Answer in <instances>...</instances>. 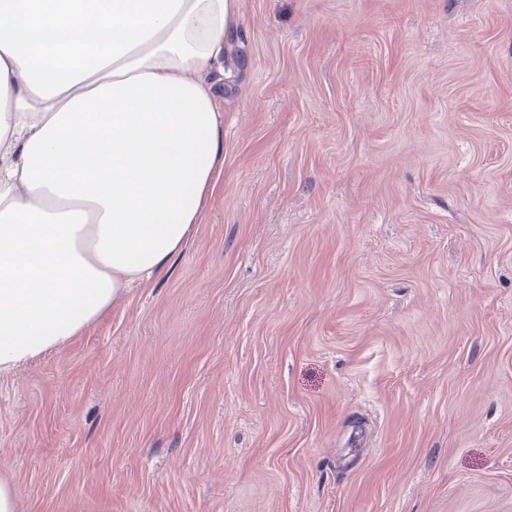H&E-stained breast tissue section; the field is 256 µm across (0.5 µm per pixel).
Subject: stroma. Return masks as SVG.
<instances>
[{"instance_id":"stroma-1","label":"stroma","mask_w":512,"mask_h":512,"mask_svg":"<svg viewBox=\"0 0 512 512\" xmlns=\"http://www.w3.org/2000/svg\"><path fill=\"white\" fill-rule=\"evenodd\" d=\"M224 180L0 374L17 512H512V0H239Z\"/></svg>"}]
</instances>
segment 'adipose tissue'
I'll use <instances>...</instances> for the list:
<instances>
[{
  "instance_id": "adipose-tissue-1",
  "label": "adipose tissue",
  "mask_w": 512,
  "mask_h": 512,
  "mask_svg": "<svg viewBox=\"0 0 512 512\" xmlns=\"http://www.w3.org/2000/svg\"><path fill=\"white\" fill-rule=\"evenodd\" d=\"M237 21L238 0H0V373L194 235L224 170L206 76Z\"/></svg>"
}]
</instances>
